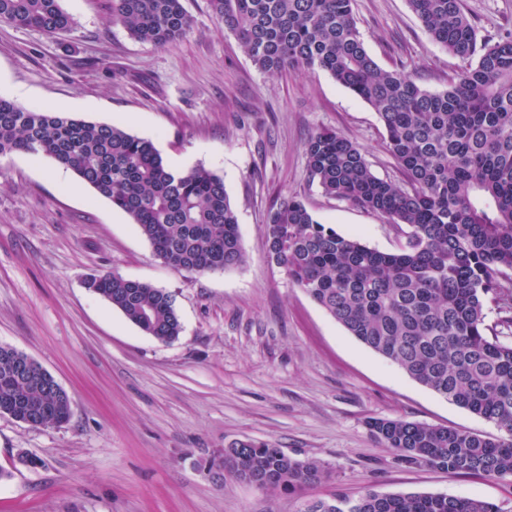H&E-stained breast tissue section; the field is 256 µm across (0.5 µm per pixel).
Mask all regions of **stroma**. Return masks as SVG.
Here are the masks:
<instances>
[{"label":"stroma","instance_id":"35a3bbf8","mask_svg":"<svg viewBox=\"0 0 512 512\" xmlns=\"http://www.w3.org/2000/svg\"><path fill=\"white\" fill-rule=\"evenodd\" d=\"M110 0H61L71 31L0 23V97L112 122L152 140L165 162L189 159L224 179L247 252L235 269L194 274L158 260L138 226L48 157H0V345L34 358L71 400L60 427L0 414V512H300L304 499L434 493L512 512V481L407 466L371 435L402 418L497 435V428L410 378L351 336L267 258L265 224L284 200L383 252L406 233L379 214L326 197L304 143L329 129L363 149L372 172L401 183L375 110L327 73L269 74L210 14L183 0L186 38L158 47L112 24ZM480 37L512 32V0H463ZM365 46L429 91L461 61L436 44L407 0H353ZM150 283L175 299L182 332L145 334L85 286L93 275ZM270 441L327 464L304 497L211 469L238 440Z\"/></svg>","mask_w":512,"mask_h":512}]
</instances>
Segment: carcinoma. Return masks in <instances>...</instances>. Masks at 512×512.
I'll list each match as a JSON object with an SVG mask.
<instances>
[{
	"mask_svg": "<svg viewBox=\"0 0 512 512\" xmlns=\"http://www.w3.org/2000/svg\"><path fill=\"white\" fill-rule=\"evenodd\" d=\"M432 40L465 66L440 92L370 55L352 0H208L212 15L265 72L320 70L369 104L403 175H374L362 148L328 130L305 143L308 174L328 197L410 228L396 253H383L320 223L305 203L283 201L266 223L267 258L350 335L409 377L494 423L498 438L404 419L369 422L374 438L407 465L450 475L512 478V342L485 323L486 304L512 310L500 278L512 272V33L479 37L463 0H408ZM111 19L134 39L164 47L183 40L192 19L181 0H111ZM0 22L60 33L73 27L60 0H0ZM51 158L124 211L157 259L205 274L244 264L237 215L217 173L175 172L154 143L114 123L34 111L0 98V155ZM86 286L160 342L182 326L172 295L120 275ZM25 354L0 346V414L69 421L67 393L22 380ZM218 467L260 489L300 496L331 471L275 444L240 440ZM300 512H503L496 504L432 493L356 500H307Z\"/></svg>",
	"mask_w": 512,
	"mask_h": 512,
	"instance_id": "1",
	"label": "carcinoma"
}]
</instances>
